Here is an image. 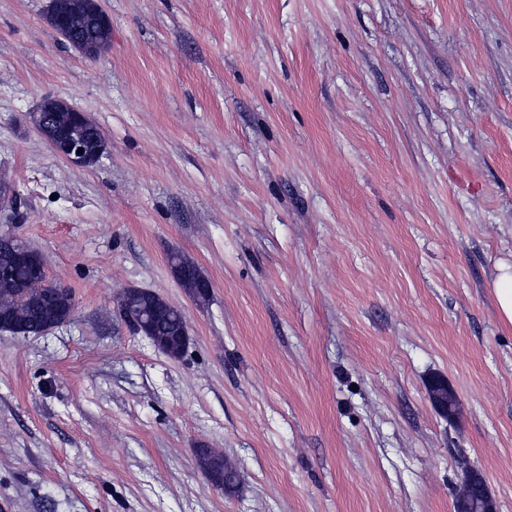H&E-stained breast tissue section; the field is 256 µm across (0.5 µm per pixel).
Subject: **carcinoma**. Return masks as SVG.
Segmentation results:
<instances>
[{
	"mask_svg": "<svg viewBox=\"0 0 512 512\" xmlns=\"http://www.w3.org/2000/svg\"><path fill=\"white\" fill-rule=\"evenodd\" d=\"M76 133L85 142L96 146L104 143L99 128L90 123L76 127ZM20 243L8 234L0 235V268L10 270L9 278L0 279V329L13 335H41L56 324L69 321L75 310V300L70 289L59 283L48 281L36 301L26 300L17 295V287L32 278L34 267L18 257ZM170 262L183 287H197L196 276L191 269L192 262L179 254L170 255ZM130 308L147 323L149 335L166 341V353L180 358L187 342L182 336L183 321L180 315L171 311L156 295L142 292L130 300ZM199 466L206 473L221 476L224 459L208 448L197 449Z\"/></svg>",
	"mask_w": 512,
	"mask_h": 512,
	"instance_id": "carcinoma-1",
	"label": "carcinoma"
}]
</instances>
